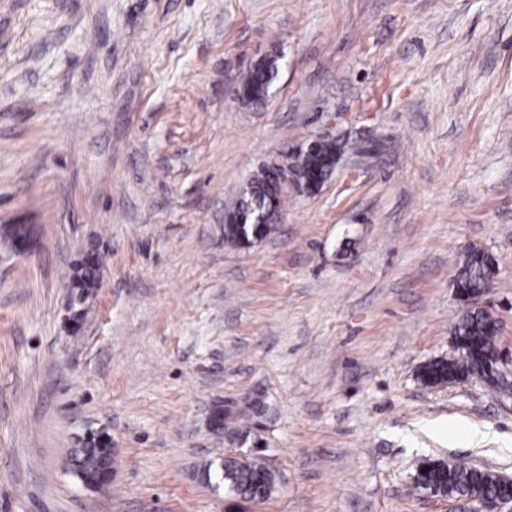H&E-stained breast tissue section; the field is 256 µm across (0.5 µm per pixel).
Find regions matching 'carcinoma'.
<instances>
[{
  "instance_id": "1",
  "label": "carcinoma",
  "mask_w": 512,
  "mask_h": 512,
  "mask_svg": "<svg viewBox=\"0 0 512 512\" xmlns=\"http://www.w3.org/2000/svg\"><path fill=\"white\" fill-rule=\"evenodd\" d=\"M279 60L272 59L266 65L259 63L249 67L241 75L238 86L251 91L249 104L257 105L264 101L279 73ZM344 151V144L339 141H326L321 144L319 152L308 161H299L295 168L301 170L310 166L328 179L333 174L332 162ZM271 178L268 168L264 167L255 174L250 185L256 194H242L230 206L229 211L238 212L250 218L258 213H268L270 207L269 184ZM260 231L254 224L224 225V242L231 246L244 248L253 239V233ZM99 257L86 256L78 265V275L72 284V317L81 320L83 305L95 288L98 279ZM494 257L480 247L470 248L461 260L454 275V288L474 295L490 287L488 271L494 267ZM498 320L491 313L478 307L466 305L462 315L457 319L454 338L462 342L455 358H440L424 364L419 372L421 381L426 385H442L464 378L478 377L491 368L489 357L496 349ZM265 404L261 395L251 397L245 409L217 407L213 412V432L224 438L230 445L240 447L251 440V432L240 427V419L252 420L263 415ZM253 441V440H251ZM260 440L253 441L258 445ZM110 443L101 432H91L84 439L80 448H72L66 457V466L72 476L80 483L87 480L108 482L106 470ZM204 479L211 483L224 484V489L242 500H265L275 491L277 475L275 470L259 455L239 456L231 453L224 455L216 464H210L203 472ZM416 486H429L436 493L453 496H467L479 499L496 494L512 497V486L501 481L497 475L470 467L461 463L449 464L443 460H425L419 465L415 480Z\"/></svg>"
}]
</instances>
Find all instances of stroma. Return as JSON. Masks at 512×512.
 I'll list each match as a JSON object with an SVG mask.
<instances>
[{
  "label": "stroma",
  "mask_w": 512,
  "mask_h": 512,
  "mask_svg": "<svg viewBox=\"0 0 512 512\" xmlns=\"http://www.w3.org/2000/svg\"><path fill=\"white\" fill-rule=\"evenodd\" d=\"M316 137L349 142L328 181L225 245L226 205ZM7 224L36 241L0 247V512H464L422 461L512 479V392L418 378L454 353L472 247L512 360V0H0ZM258 391L278 483L248 502L201 471L210 410ZM93 431L98 491L63 467ZM279 59H271L267 65L262 63L250 66L243 72L238 88L245 87L251 91L250 105H257L264 101L279 73ZM494 257L480 247L470 248L461 260L454 275L453 284L456 290L471 292L474 296L490 287L488 271L494 267ZM488 290L481 295L470 297L471 303L477 304ZM99 257L97 255H87L78 265V275L72 284L73 292L71 296L72 317L74 320H81L83 310L76 309L85 303L90 292L95 288L98 279Z\"/></svg>",
  "instance_id": "1"
}]
</instances>
